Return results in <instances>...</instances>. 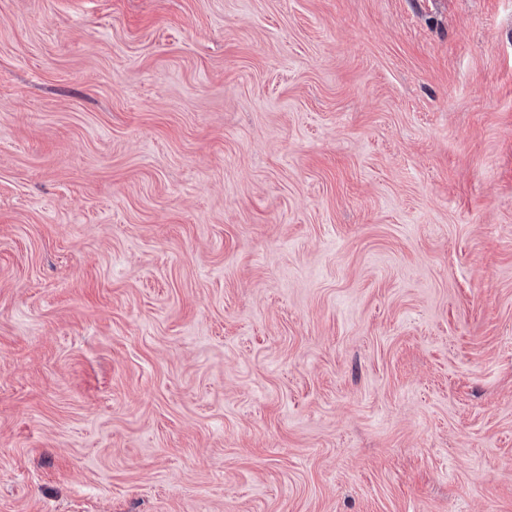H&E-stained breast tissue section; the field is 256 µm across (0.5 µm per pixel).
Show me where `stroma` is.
<instances>
[{"mask_svg":"<svg viewBox=\"0 0 512 512\" xmlns=\"http://www.w3.org/2000/svg\"><path fill=\"white\" fill-rule=\"evenodd\" d=\"M0 512H512V0H0Z\"/></svg>","mask_w":512,"mask_h":512,"instance_id":"obj_1","label":"stroma"}]
</instances>
